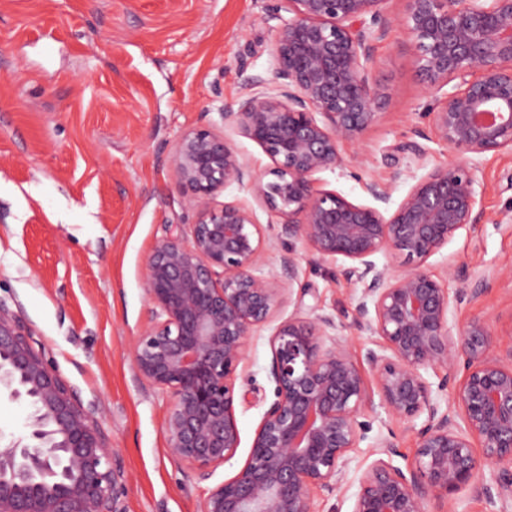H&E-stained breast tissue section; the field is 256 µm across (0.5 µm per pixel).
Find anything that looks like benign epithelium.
<instances>
[{
  "instance_id": "obj_1",
  "label": "benign epithelium",
  "mask_w": 512,
  "mask_h": 512,
  "mask_svg": "<svg viewBox=\"0 0 512 512\" xmlns=\"http://www.w3.org/2000/svg\"><path fill=\"white\" fill-rule=\"evenodd\" d=\"M386 2L288 0L273 47L277 94L253 93L222 112L224 128L267 154L268 172H254L208 126L184 132L172 151L194 222L149 255L151 323L132 355L136 377L174 397L165 431L176 458L206 479L234 457V375L248 340L285 303L304 306V294L294 295L298 255L281 256V275H263L262 225L244 203L214 205L226 187L249 186L306 255L348 262L354 326L379 338L365 353L374 396L332 317L312 307L281 321L269 339L275 399L245 464L209 491L201 512H314L313 492L341 485L348 453L370 430L363 417L378 407L418 427V448L403 469L392 464L394 443L377 440L353 512H430L431 501L465 490L512 499V348H496L484 317L455 330L448 323L491 275L472 281L450 269L439 279L424 267L484 217L474 157L512 152V0H405L401 17ZM394 28L412 39L427 89L444 92L427 116L458 157L417 177L394 207L391 185L375 181L365 185L373 203H355L318 188L315 175L340 164L341 142L378 123L387 91L367 63L373 42ZM379 254L402 259L404 269L389 273ZM459 369L464 379L443 408L434 390H447ZM441 371L433 384L428 373ZM0 388L31 407L26 436L0 449V512H127L125 473L104 434L2 303ZM483 463L497 468L492 484L480 481Z\"/></svg>"
}]
</instances>
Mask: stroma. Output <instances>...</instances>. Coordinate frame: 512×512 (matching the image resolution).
<instances>
[{"instance_id":"obj_1","label":"stroma","mask_w":512,"mask_h":512,"mask_svg":"<svg viewBox=\"0 0 512 512\" xmlns=\"http://www.w3.org/2000/svg\"><path fill=\"white\" fill-rule=\"evenodd\" d=\"M286 0H0V301L28 327L61 377L78 393L127 477V512H200L209 490L244 465L274 398L268 377L272 326L258 329L236 372L242 443L200 479L168 448L165 391L135 377L132 343L150 320L145 267L168 228L186 221L168 155L188 129L223 131L221 114L248 94L254 75L273 91L272 55ZM371 78L389 98L379 122L340 146V166L317 185L367 202L365 182H394L447 166L453 152L424 114L435 103L401 30L376 42ZM422 140L424 160L400 152ZM485 219L461 231L426 266L489 285L449 315L452 325L492 322L497 348L512 347V153L476 159ZM400 181H393L395 171ZM343 263L298 261L304 303L343 324L355 356L374 337L352 324ZM371 438L391 440L397 466L414 458L416 434L385 412ZM368 446L352 450L339 491L317 490L315 512H352Z\"/></svg>"}]
</instances>
